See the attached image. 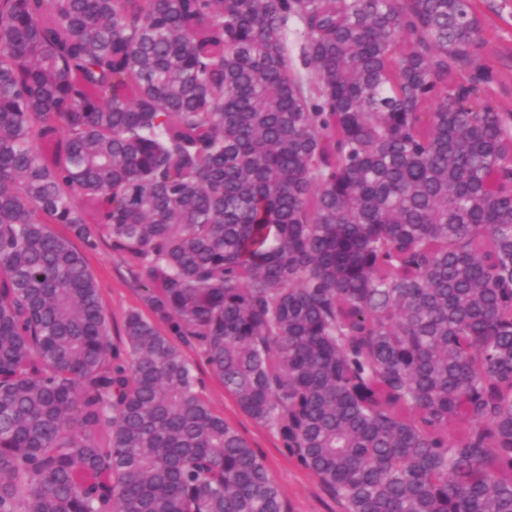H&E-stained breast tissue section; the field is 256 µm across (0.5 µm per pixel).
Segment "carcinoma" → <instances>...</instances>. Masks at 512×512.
Segmentation results:
<instances>
[{"instance_id":"obj_1","label":"carcinoma","mask_w":512,"mask_h":512,"mask_svg":"<svg viewBox=\"0 0 512 512\" xmlns=\"http://www.w3.org/2000/svg\"><path fill=\"white\" fill-rule=\"evenodd\" d=\"M480 33L472 0H0V512H285L184 346L343 512H512ZM101 244L145 307L118 345Z\"/></svg>"}]
</instances>
